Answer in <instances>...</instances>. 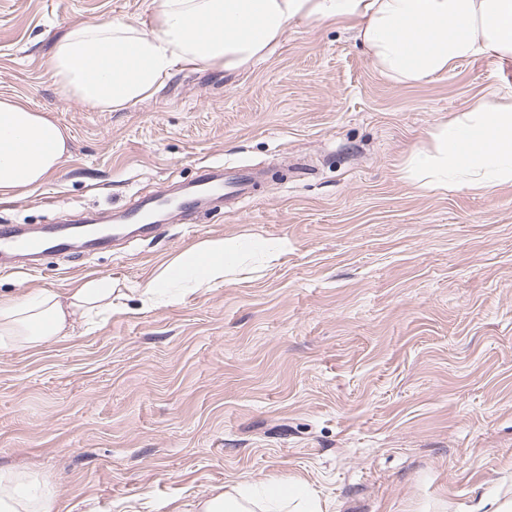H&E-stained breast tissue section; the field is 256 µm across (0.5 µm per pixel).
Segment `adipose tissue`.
Returning <instances> with one entry per match:
<instances>
[{
    "label": "adipose tissue",
    "instance_id": "1",
    "mask_svg": "<svg viewBox=\"0 0 512 512\" xmlns=\"http://www.w3.org/2000/svg\"><path fill=\"white\" fill-rule=\"evenodd\" d=\"M312 19L352 31L373 69L397 86L443 77L464 60L512 59V0H156L147 22L97 20L73 27L55 41L50 70L66 95L118 112L154 92L176 68L235 70L265 59L292 25ZM67 151V136L56 123L18 100L0 99V201L42 184ZM401 173L425 194L489 195L512 185V92L436 127L428 144L406 157ZM252 246L271 264L288 250L284 241L206 242L138 287L141 310L172 304L174 282H223ZM115 291L107 278L64 295L46 289L0 295V352L69 338L76 318L88 321L112 309ZM57 502L56 492L27 471L0 469V512H57ZM198 512H323V506L303 484L245 480L200 500Z\"/></svg>",
    "mask_w": 512,
    "mask_h": 512
}]
</instances>
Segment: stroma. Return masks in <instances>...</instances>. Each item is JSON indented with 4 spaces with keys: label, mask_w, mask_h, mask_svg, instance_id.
<instances>
[{
    "label": "stroma",
    "mask_w": 512,
    "mask_h": 512,
    "mask_svg": "<svg viewBox=\"0 0 512 512\" xmlns=\"http://www.w3.org/2000/svg\"><path fill=\"white\" fill-rule=\"evenodd\" d=\"M151 10L0 0V96L69 137L58 171L0 202V225L109 216L212 165L260 184L238 210L0 274V294L124 291L72 338L0 354V468L52 486L58 512H196L244 478L302 481L327 512H442L496 491L512 479V186L427 195L400 170L435 126L511 91L512 62L396 86L351 32L304 20L264 61L176 69L123 111L58 89L59 36ZM234 236L288 251L141 310L132 285Z\"/></svg>",
    "instance_id": "35a3bbf8"
}]
</instances>
